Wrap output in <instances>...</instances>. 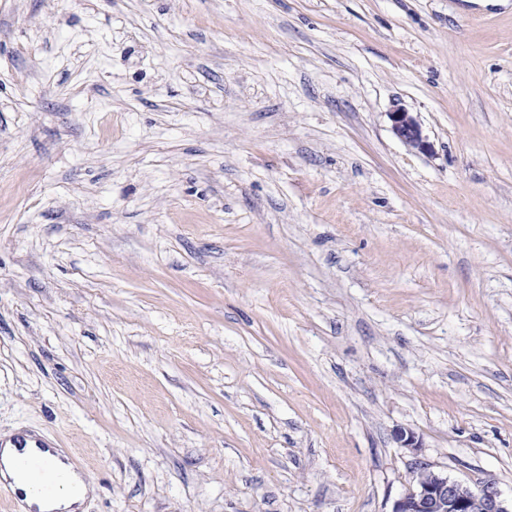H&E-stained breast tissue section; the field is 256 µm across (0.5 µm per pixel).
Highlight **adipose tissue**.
Returning a JSON list of instances; mask_svg holds the SVG:
<instances>
[{
  "instance_id": "1",
  "label": "adipose tissue",
  "mask_w": 512,
  "mask_h": 512,
  "mask_svg": "<svg viewBox=\"0 0 512 512\" xmlns=\"http://www.w3.org/2000/svg\"><path fill=\"white\" fill-rule=\"evenodd\" d=\"M19 455V449L13 448L11 443L0 446V477L10 482L21 512H82L85 502L95 495L94 478L72 464L59 449L50 453L49 459L57 469L66 473L67 484L46 498L31 495L25 484L27 472L17 463Z\"/></svg>"
}]
</instances>
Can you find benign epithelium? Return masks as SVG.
Listing matches in <instances>:
<instances>
[{"label": "benign epithelium", "instance_id": "obj_1", "mask_svg": "<svg viewBox=\"0 0 512 512\" xmlns=\"http://www.w3.org/2000/svg\"><path fill=\"white\" fill-rule=\"evenodd\" d=\"M388 117L393 134L407 148L423 153L431 150L421 124L412 113L398 107ZM393 439L401 448L415 451L421 447L419 438L410 429H395ZM477 506L481 512H512L504 505L494 484L485 483L474 491L421 464L415 487L394 502L391 512H474Z\"/></svg>", "mask_w": 512, "mask_h": 512}]
</instances>
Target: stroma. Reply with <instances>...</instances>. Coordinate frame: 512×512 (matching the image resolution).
Returning <instances> with one entry per match:
<instances>
[{"label": "stroma", "mask_w": 512, "mask_h": 512, "mask_svg": "<svg viewBox=\"0 0 512 512\" xmlns=\"http://www.w3.org/2000/svg\"><path fill=\"white\" fill-rule=\"evenodd\" d=\"M17 429L84 512L511 503L512 0H0ZM393 134L410 150L427 153L431 145L423 134L421 124L405 108L398 107L388 114ZM415 487L393 504L391 512H511L500 498L492 483H485L472 490L469 486L451 480L419 464Z\"/></svg>", "instance_id": "obj_1"}]
</instances>
